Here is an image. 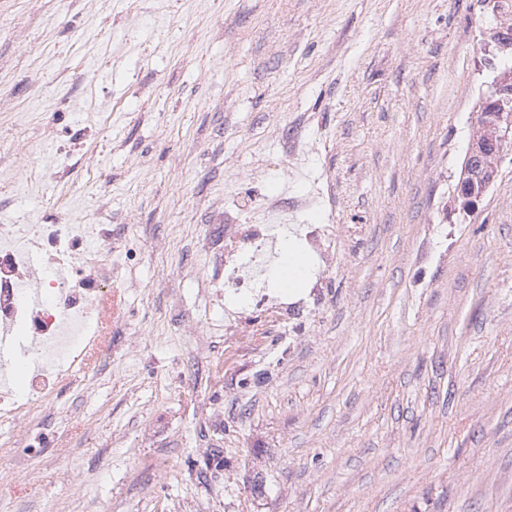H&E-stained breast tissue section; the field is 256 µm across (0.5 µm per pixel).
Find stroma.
<instances>
[{
    "instance_id": "obj_1",
    "label": "stroma",
    "mask_w": 512,
    "mask_h": 512,
    "mask_svg": "<svg viewBox=\"0 0 512 512\" xmlns=\"http://www.w3.org/2000/svg\"><path fill=\"white\" fill-rule=\"evenodd\" d=\"M479 0H0V225L127 250L83 371L0 418V512H512V150L448 212ZM92 120L60 177L43 133ZM315 231L224 306L226 223ZM299 244V240L289 232L283 237V264L280 262L274 272V279L281 287L278 289L289 297L302 294L311 274L312 260Z\"/></svg>"
}]
</instances>
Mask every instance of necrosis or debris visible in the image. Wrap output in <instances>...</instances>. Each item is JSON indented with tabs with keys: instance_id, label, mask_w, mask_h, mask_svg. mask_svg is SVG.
I'll return each instance as SVG.
<instances>
[{
	"instance_id": "necrosis-or-debris-1",
	"label": "necrosis or debris",
	"mask_w": 512,
	"mask_h": 512,
	"mask_svg": "<svg viewBox=\"0 0 512 512\" xmlns=\"http://www.w3.org/2000/svg\"><path fill=\"white\" fill-rule=\"evenodd\" d=\"M267 224H228L214 262L228 295L260 283L274 249ZM122 239L109 224L0 225V416L21 419L76 370L117 285Z\"/></svg>"
}]
</instances>
